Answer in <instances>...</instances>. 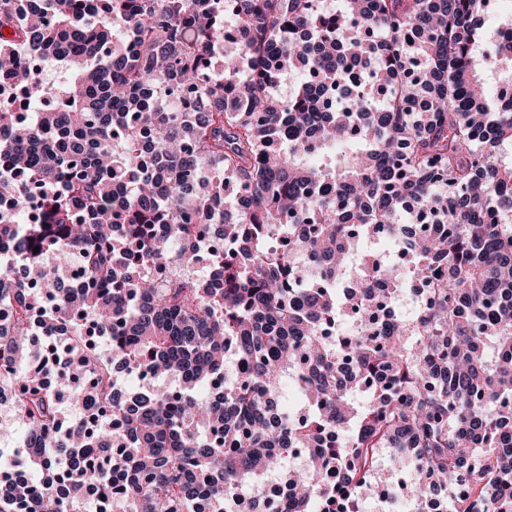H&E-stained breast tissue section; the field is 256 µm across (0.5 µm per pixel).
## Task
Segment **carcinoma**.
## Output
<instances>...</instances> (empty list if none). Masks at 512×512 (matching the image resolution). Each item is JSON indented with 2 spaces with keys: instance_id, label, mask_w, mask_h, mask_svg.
<instances>
[{
  "instance_id": "obj_1",
  "label": "carcinoma",
  "mask_w": 512,
  "mask_h": 512,
  "mask_svg": "<svg viewBox=\"0 0 512 512\" xmlns=\"http://www.w3.org/2000/svg\"><path fill=\"white\" fill-rule=\"evenodd\" d=\"M12 2L0 82L62 79L34 116L0 107V244L25 221L22 271L0 268V392L13 463L42 481L0 484V512H85L99 491L108 512H264L271 472L287 512H361L385 451L412 512H512V111L484 78L512 86V53L476 51L492 0ZM423 214L429 301L384 324L409 283L360 240ZM48 298L83 420L30 344ZM99 331L180 388L116 396Z\"/></svg>"
}]
</instances>
